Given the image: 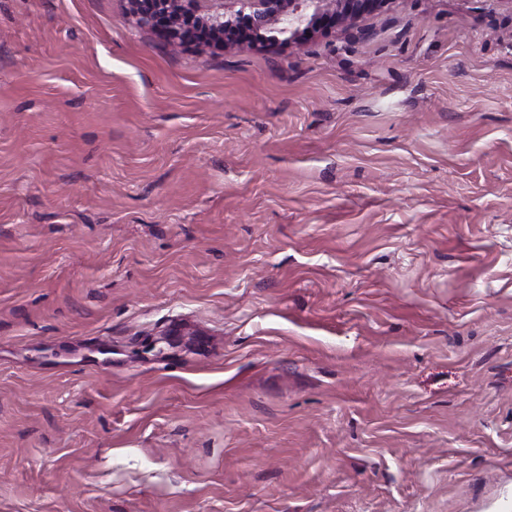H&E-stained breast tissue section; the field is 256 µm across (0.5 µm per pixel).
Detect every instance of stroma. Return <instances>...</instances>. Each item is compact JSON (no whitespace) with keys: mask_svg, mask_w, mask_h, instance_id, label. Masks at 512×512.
I'll list each match as a JSON object with an SVG mask.
<instances>
[{"mask_svg":"<svg viewBox=\"0 0 512 512\" xmlns=\"http://www.w3.org/2000/svg\"><path fill=\"white\" fill-rule=\"evenodd\" d=\"M361 25L0 0V512H512V0ZM239 9L224 12V0H129L139 25L160 28L173 47L232 48L243 42L238 23L248 22L256 38L303 45L317 32L353 29L371 10L387 8L394 0H231ZM272 33L264 35L261 33ZM284 36L283 39L278 37Z\"/></svg>","mask_w":512,"mask_h":512,"instance_id":"35a3bbf8","label":"stroma"}]
</instances>
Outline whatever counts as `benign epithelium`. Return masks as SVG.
<instances>
[{
    "mask_svg": "<svg viewBox=\"0 0 512 512\" xmlns=\"http://www.w3.org/2000/svg\"><path fill=\"white\" fill-rule=\"evenodd\" d=\"M139 25L160 29L173 47L232 48L243 42L238 23L246 20L255 36L302 45L317 32L353 29L359 18L395 0H234L239 9L224 12V0H129Z\"/></svg>",
    "mask_w": 512,
    "mask_h": 512,
    "instance_id": "1",
    "label": "benign epithelium"
}]
</instances>
